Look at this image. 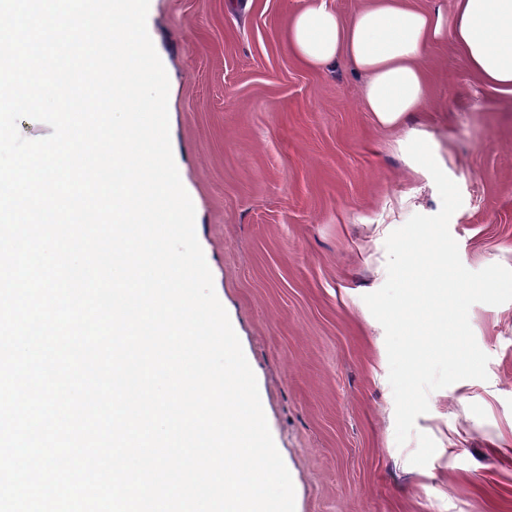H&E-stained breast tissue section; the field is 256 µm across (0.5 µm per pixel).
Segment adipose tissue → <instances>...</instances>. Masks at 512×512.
Instances as JSON below:
<instances>
[{
    "label": "adipose tissue",
    "mask_w": 512,
    "mask_h": 512,
    "mask_svg": "<svg viewBox=\"0 0 512 512\" xmlns=\"http://www.w3.org/2000/svg\"><path fill=\"white\" fill-rule=\"evenodd\" d=\"M445 40L484 83L512 93V0H452L448 9L365 0L347 19L326 0H308L285 33L289 54L303 66L329 71L343 61L364 76L366 108L385 127L423 111L429 51Z\"/></svg>",
    "instance_id": "adipose-tissue-1"
}]
</instances>
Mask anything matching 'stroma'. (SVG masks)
<instances>
[{
    "label": "stroma",
    "instance_id": "stroma-1",
    "mask_svg": "<svg viewBox=\"0 0 512 512\" xmlns=\"http://www.w3.org/2000/svg\"><path fill=\"white\" fill-rule=\"evenodd\" d=\"M306 3L150 0L147 16L196 235L295 512H512V302L471 307L488 378L430 394L416 428L437 450L419 467L416 440L396 443L385 331L363 300L386 281L388 235L441 208L407 153L416 138L460 189L449 231L463 265L512 268V93L441 43L425 111L381 128L361 76L285 49Z\"/></svg>",
    "mask_w": 512,
    "mask_h": 512
}]
</instances>
